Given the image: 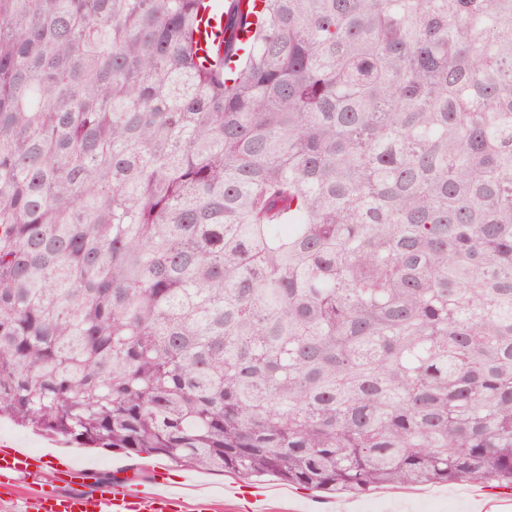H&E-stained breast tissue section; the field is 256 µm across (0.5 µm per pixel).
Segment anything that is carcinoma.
Listing matches in <instances>:
<instances>
[{"label":"carcinoma","mask_w":512,"mask_h":512,"mask_svg":"<svg viewBox=\"0 0 512 512\" xmlns=\"http://www.w3.org/2000/svg\"><path fill=\"white\" fill-rule=\"evenodd\" d=\"M0 0V417L317 492H512V0Z\"/></svg>","instance_id":"cac0c4a2"}]
</instances>
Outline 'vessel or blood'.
Wrapping results in <instances>:
<instances>
[{"label":"vessel or blood","instance_id":"b4317fda","mask_svg":"<svg viewBox=\"0 0 512 512\" xmlns=\"http://www.w3.org/2000/svg\"><path fill=\"white\" fill-rule=\"evenodd\" d=\"M42 477L40 462L11 448L0 450V503L14 501L21 481H31L34 486L22 502V512H169L173 504L184 501L179 490H134L126 477L88 490L49 493L40 487Z\"/></svg>","mask_w":512,"mask_h":512}]
</instances>
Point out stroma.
I'll return each instance as SVG.
<instances>
[{
    "label": "stroma",
    "instance_id": "obj_1",
    "mask_svg": "<svg viewBox=\"0 0 512 512\" xmlns=\"http://www.w3.org/2000/svg\"><path fill=\"white\" fill-rule=\"evenodd\" d=\"M0 441L44 455V477L51 489L59 484L53 479L62 464H82L86 485L100 483L103 475L126 470L136 476L142 490L155 486L157 472H166L173 485L197 486V495L188 499L189 512L197 502H204L209 512H322L329 505H351V512H423L433 505L436 512H481V505H494L497 496L476 482L434 483L412 490L382 489L360 494L315 492L289 485L274 477L243 481L206 470L180 466L160 457L138 458L106 448H81L58 438L46 437L0 421Z\"/></svg>",
    "mask_w": 512,
    "mask_h": 512
}]
</instances>
